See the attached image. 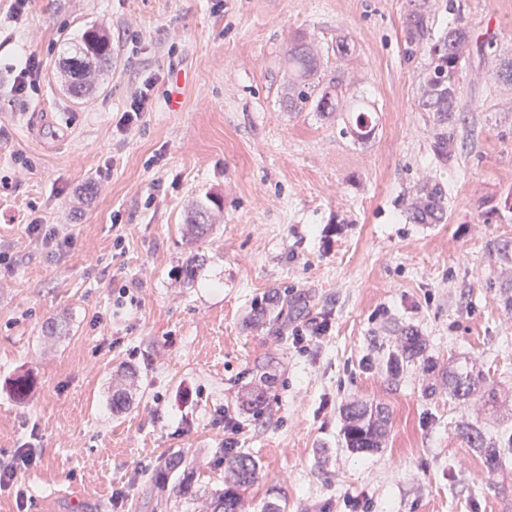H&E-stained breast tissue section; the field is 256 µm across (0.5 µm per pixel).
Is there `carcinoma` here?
<instances>
[{
  "label": "carcinoma",
  "instance_id": "cac0c4a2",
  "mask_svg": "<svg viewBox=\"0 0 512 512\" xmlns=\"http://www.w3.org/2000/svg\"><path fill=\"white\" fill-rule=\"evenodd\" d=\"M448 12L453 14L448 25L440 30L433 28L434 16L430 0H409L402 16L401 33L405 54L412 58L419 52L428 56V63L421 73L418 84L417 106L422 112L433 114V152L437 160L446 163L452 158L457 139L458 125L465 121V106L461 102L460 76L473 52L495 55L498 52L496 37L476 36L465 17L455 11L453 0H448ZM350 53L346 39L323 48L304 33L288 44V92L282 98L290 112L308 110L323 117L346 112L347 119L341 132L355 141H367L375 133L376 116L373 109L360 102L343 104L348 90L345 75L338 69L328 68L330 57L343 59ZM112 63V44L109 38L95 29L85 31L74 54L63 59L67 75V89L77 98H83L94 89L92 75ZM482 79L503 87L512 86V57L505 58L494 67L482 72ZM413 224H441L447 219L448 198L441 183L431 178L414 186L407 209ZM185 227L192 245L202 243L214 234L215 225L209 222L206 208L198 205L187 212ZM204 258L194 253L181 266L185 279H196L203 270ZM298 302L286 298L280 305L269 309L265 304L254 308L250 317L255 326L266 322L286 321L297 311ZM426 340L414 328L401 329L399 344L387 361L386 372L396 381L412 365L420 362L423 370L436 369V363L428 356ZM442 386L428 385L429 397L438 390L448 394V399L466 403L482 401L496 406L498 395L487 382L486 374L474 366L454 363L441 372ZM137 370L127 368L112 385V409L119 412L130 405L131 390L136 386ZM33 388L27 373L11 381L10 390L20 402L27 400ZM245 406L254 416L265 412L268 405V389L257 387L248 393ZM342 443L351 452L373 453L382 448L387 435L390 416L380 404L354 400L343 406ZM458 435L465 447L480 454L488 471L496 472L506 458L512 456V428H505L495 436H489L477 422H468L459 428ZM172 472L179 473L177 496L184 502L198 500L192 467L184 456L168 461L160 478ZM224 488L206 499L200 512H242L241 492L258 481L261 469L258 461L243 451L229 450L224 454Z\"/></svg>",
  "mask_w": 512,
  "mask_h": 512
}]
</instances>
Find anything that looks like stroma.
I'll return each instance as SVG.
<instances>
[{"label":"stroma","mask_w":512,"mask_h":512,"mask_svg":"<svg viewBox=\"0 0 512 512\" xmlns=\"http://www.w3.org/2000/svg\"><path fill=\"white\" fill-rule=\"evenodd\" d=\"M436 26L454 3L476 33L512 55V0H433ZM407 0H0V461L27 447L36 464L0 489V512H198L176 478L152 482L185 455L200 494L224 480V447L251 453L261 479L243 512L271 492L288 512H512V464L489 472L464 448L462 423L512 427V314L498 287L512 267L489 254L512 241V212L479 213L512 190V91L485 83L492 57L473 55L460 80L470 104L454 158L433 154L431 113L416 106L428 62L406 60ZM112 42L97 91L77 100L62 60L89 28ZM347 37L340 66L376 111L369 141L340 135L342 117L281 105L291 35ZM43 73L12 91L27 52ZM153 107L117 122L145 80ZM181 107L170 110L167 100ZM432 175L448 191L443 224H412L408 191ZM207 204L217 231L195 283L184 216ZM68 246H45L32 221ZM134 299L117 304L121 285ZM301 301L286 332L252 327L270 291ZM329 326L297 342L312 320ZM66 323L48 337L45 323ZM417 328L438 367L473 364L501 395L497 411L425 396L437 374L385 361L394 325ZM140 379L112 410V379ZM34 378L14 399L15 374ZM272 377L262 420L241 402ZM388 406L382 449L343 447L339 410Z\"/></svg>","instance_id":"obj_1"}]
</instances>
